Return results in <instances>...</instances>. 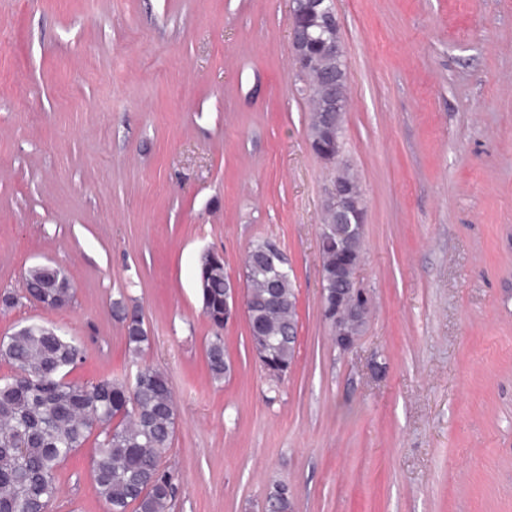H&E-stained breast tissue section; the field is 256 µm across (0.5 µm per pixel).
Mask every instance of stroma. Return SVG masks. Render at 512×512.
<instances>
[{"label":"stroma","instance_id":"obj_1","mask_svg":"<svg viewBox=\"0 0 512 512\" xmlns=\"http://www.w3.org/2000/svg\"><path fill=\"white\" fill-rule=\"evenodd\" d=\"M350 103L338 165L307 138L292 0H0V289L36 264L75 295L0 307V337L44 321L72 373L151 364L178 408L172 512H512V0H334ZM366 208L371 317L340 351L321 313L322 208L339 167ZM270 238L295 274L282 380L225 325L212 380L200 255L229 274ZM137 308L133 353L112 302ZM51 512H108L89 452Z\"/></svg>","mask_w":512,"mask_h":512}]
</instances>
